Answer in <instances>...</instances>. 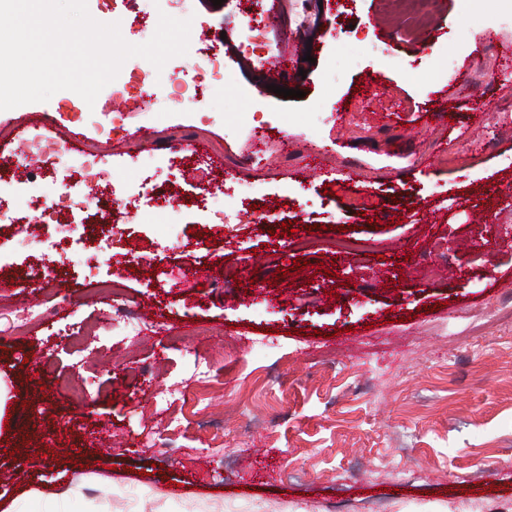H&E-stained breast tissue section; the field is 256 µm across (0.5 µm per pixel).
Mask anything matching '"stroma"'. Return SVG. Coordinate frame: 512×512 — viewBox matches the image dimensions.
Here are the masks:
<instances>
[{
	"label": "stroma",
	"instance_id": "35a3bbf8",
	"mask_svg": "<svg viewBox=\"0 0 512 512\" xmlns=\"http://www.w3.org/2000/svg\"><path fill=\"white\" fill-rule=\"evenodd\" d=\"M322 3L302 30L296 0H87L131 44L156 31L143 13L191 19V44L221 43L233 77L202 109L103 91L92 125L55 96L0 111L15 219L0 229V376L18 420L0 439V512L65 489L73 512H512V0H440L406 32L385 0ZM247 12L269 26L264 58L245 49ZM284 48L294 98L269 89ZM33 113L59 149H111L102 183L137 192L111 252L95 253L94 219L60 240L76 208L46 224L63 174L31 146ZM331 226L372 249H301ZM120 303L144 334L119 328ZM31 306L57 312L15 328ZM208 356L211 384L189 385Z\"/></svg>",
	"mask_w": 512,
	"mask_h": 512
}]
</instances>
